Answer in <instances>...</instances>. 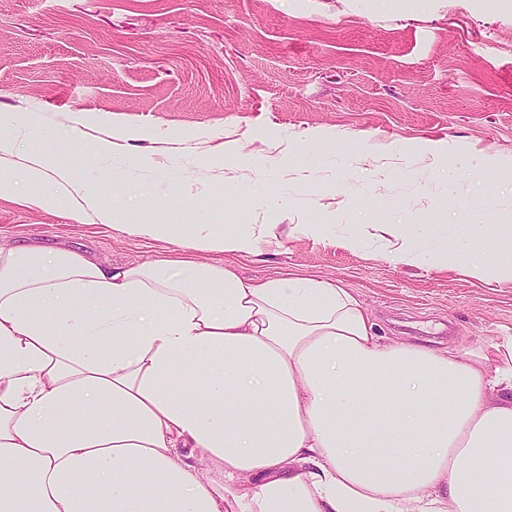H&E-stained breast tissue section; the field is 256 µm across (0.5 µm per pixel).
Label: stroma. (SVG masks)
I'll return each instance as SVG.
<instances>
[{
  "label": "stroma",
  "mask_w": 512,
  "mask_h": 512,
  "mask_svg": "<svg viewBox=\"0 0 512 512\" xmlns=\"http://www.w3.org/2000/svg\"><path fill=\"white\" fill-rule=\"evenodd\" d=\"M1 113L135 131L103 159L67 155L110 175L108 205L273 225L280 248L238 271L342 282L379 335L443 349L512 330L511 273L398 258L372 230L512 225V0H0ZM311 222L335 236L290 234ZM2 242L115 266L170 249L11 198Z\"/></svg>",
  "instance_id": "35a3bbf8"
}]
</instances>
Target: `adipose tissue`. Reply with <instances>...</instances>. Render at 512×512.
I'll return each mask as SVG.
<instances>
[{
    "label": "adipose tissue",
    "mask_w": 512,
    "mask_h": 512,
    "mask_svg": "<svg viewBox=\"0 0 512 512\" xmlns=\"http://www.w3.org/2000/svg\"><path fill=\"white\" fill-rule=\"evenodd\" d=\"M68 128L0 118V197L176 244L119 267L0 244V512H512V332L432 349L378 335L338 283L255 281L269 224H128ZM479 225L433 262L478 257Z\"/></svg>",
    "instance_id": "obj_1"
}]
</instances>
